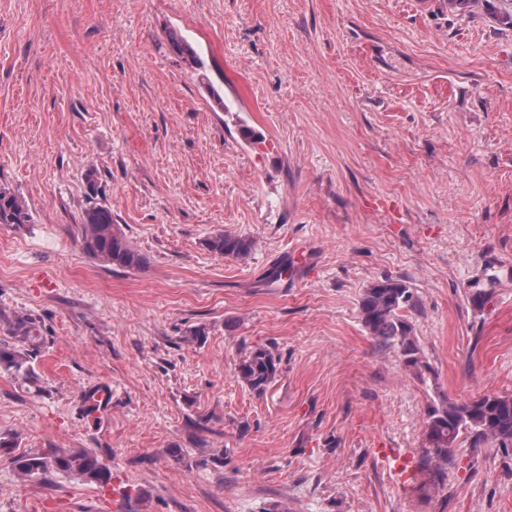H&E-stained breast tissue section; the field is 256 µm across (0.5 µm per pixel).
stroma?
<instances>
[{"label": "stroma", "mask_w": 512, "mask_h": 512, "mask_svg": "<svg viewBox=\"0 0 512 512\" xmlns=\"http://www.w3.org/2000/svg\"><path fill=\"white\" fill-rule=\"evenodd\" d=\"M497 5L0 0V185L33 216L0 227V343L17 315L41 336L34 378L0 372V512H512V448L417 473L429 404L512 395ZM92 200L145 268L83 251ZM224 233L250 255L211 252ZM387 277L418 301L421 367L359 319ZM257 347L279 359L261 395L236 373ZM46 448L96 453L111 484L21 479L11 457Z\"/></svg>", "instance_id": "35a3bbf8"}]
</instances>
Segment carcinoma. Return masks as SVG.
I'll list each match as a JSON object with an SVG mask.
<instances>
[{"mask_svg": "<svg viewBox=\"0 0 512 512\" xmlns=\"http://www.w3.org/2000/svg\"><path fill=\"white\" fill-rule=\"evenodd\" d=\"M172 50L198 68L204 62L185 40L172 39ZM33 217L25 201L12 190L0 186V226L29 224ZM83 250L92 258L129 270H140L147 258L131 247L124 232L115 224L112 208L91 201L81 217ZM208 249L221 256L244 257L252 248L246 237L220 234L207 241ZM415 295L405 282L385 279L366 289L359 303L361 321L382 350L397 349L411 366L419 364L418 347L409 321L403 312L416 307ZM13 344L0 345V371L26 378L33 376L31 365L34 345L29 318L19 316L13 322ZM279 359L267 348L257 347L238 364L239 377L261 394L275 378ZM423 470L437 476L447 473L454 463V450L464 442L476 448L490 441L499 448H512V396L485 395L480 398L428 406L426 411ZM22 476L30 478L61 471L87 481L107 484L112 472L95 453L88 450L67 451L50 448L11 459Z\"/></svg>", "mask_w": 512, "mask_h": 512, "instance_id": "carcinoma-1", "label": "carcinoma"}]
</instances>
